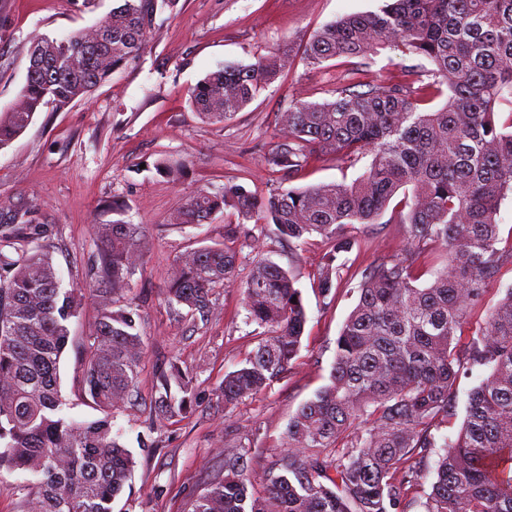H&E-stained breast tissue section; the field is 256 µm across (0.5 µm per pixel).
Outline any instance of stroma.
Returning <instances> with one entry per match:
<instances>
[{"mask_svg": "<svg viewBox=\"0 0 512 512\" xmlns=\"http://www.w3.org/2000/svg\"><path fill=\"white\" fill-rule=\"evenodd\" d=\"M117 0H0V114L12 109L25 81L28 49L41 36L62 38L94 26ZM382 0H177L158 11L136 62L115 72L87 98L63 109L46 107L7 148L0 150V205L20 200L34 207L30 241L44 246L64 287L84 288L86 271L99 253L94 227L122 221L139 224L148 261L136 269L124 304L138 308L146 350L138 381L115 428L134 455L129 488L114 512H188L195 497L224 465V447L259 429L253 465L269 470L283 448L290 416L326 384L336 338L358 300L363 271L378 258L404 248L407 227L379 223L361 229L349 255L350 272L332 304H324L315 277L324 246L313 240L299 250L278 242L266 226L255 251L299 273L308 311L300 351L271 389L224 406L226 372L257 345L239 287L219 291L204 318L177 315L166 300L172 265L181 253L224 238V218L209 223L171 221L184 200L201 190L244 181L268 197L277 184L264 164L279 139V112L290 101H317L335 68H293L226 123L202 120L188 90L225 65L248 64L307 40L323 24L355 13L378 11ZM168 157L183 168L179 179L159 174ZM96 315L86 302L71 328L59 365L60 392L73 401V417L91 421L98 411L75 404L82 370V342ZM178 362L194 379L197 404L186 417L154 413L156 371Z\"/></svg>", "mask_w": 512, "mask_h": 512, "instance_id": "obj_1", "label": "stroma"}]
</instances>
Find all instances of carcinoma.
<instances>
[{
	"label": "carcinoma",
	"mask_w": 512,
	"mask_h": 512,
	"mask_svg": "<svg viewBox=\"0 0 512 512\" xmlns=\"http://www.w3.org/2000/svg\"><path fill=\"white\" fill-rule=\"evenodd\" d=\"M175 2L121 0L94 37L39 38L44 57L28 53L35 69L21 107L0 116V150L42 108L88 96L135 60L157 12ZM383 50L398 62L375 85L367 75ZM72 55L83 57L82 69L69 67ZM297 57L310 70L334 60L339 70L325 98L293 101L279 116L281 141L265 164L290 185L266 199L242 183L199 191L175 216L205 224L222 213L228 224L224 241L175 260L168 304L203 316L217 290L238 285L247 320L263 329L243 365L224 374V406L284 374L307 322L295 276L244 253L258 241L247 224H273L296 248L321 236L317 285L328 305L360 227L390 208L407 225V246L366 268L329 382L290 419L264 494L249 472L251 445L238 442L189 512H512V287L464 347L458 338L499 269L512 265V246L500 248L501 207L512 199V0H384L377 12L323 25L299 56H258L207 74L189 103L206 121L228 122ZM322 154L349 167L367 163L349 183L292 185ZM30 223L26 204L0 215V470L27 475L12 487L21 512H113L134 467L113 414L129 402L145 347L140 314L115 308L114 298L146 262L140 225L96 226L102 250L89 278L97 316L83 342L80 385L102 417L76 421L65 412L59 361L83 293L62 288L50 252L25 243ZM15 245L16 259L1 251ZM437 248L446 265L417 284L416 263ZM483 366L490 372L471 389L457 434L435 437L456 415L460 371ZM155 388L164 418L191 409L193 381L177 365L158 373ZM425 470L435 474L428 492Z\"/></svg>",
	"instance_id": "carcinoma-1"
}]
</instances>
